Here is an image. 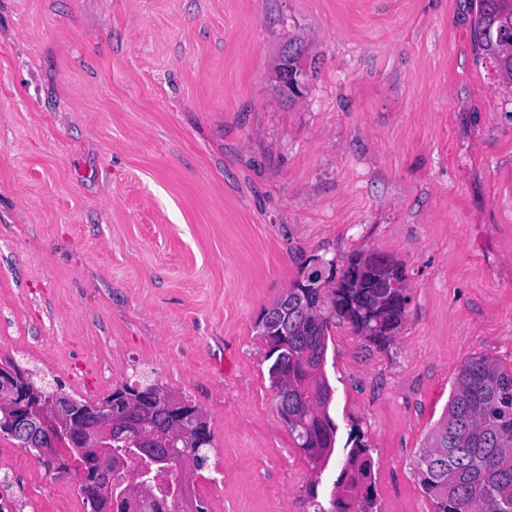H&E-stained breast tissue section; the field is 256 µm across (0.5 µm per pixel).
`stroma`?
<instances>
[{"label": "stroma", "mask_w": 512, "mask_h": 512, "mask_svg": "<svg viewBox=\"0 0 512 512\" xmlns=\"http://www.w3.org/2000/svg\"><path fill=\"white\" fill-rule=\"evenodd\" d=\"M471 0H0V359L96 401L201 412L208 512H313L355 440L373 512H433L417 470L460 366H512V85ZM295 53L297 93L279 68ZM402 266L387 346L346 321L334 452L281 419L255 322L310 256ZM0 438V512H87Z\"/></svg>", "instance_id": "35a3bbf8"}]
</instances>
